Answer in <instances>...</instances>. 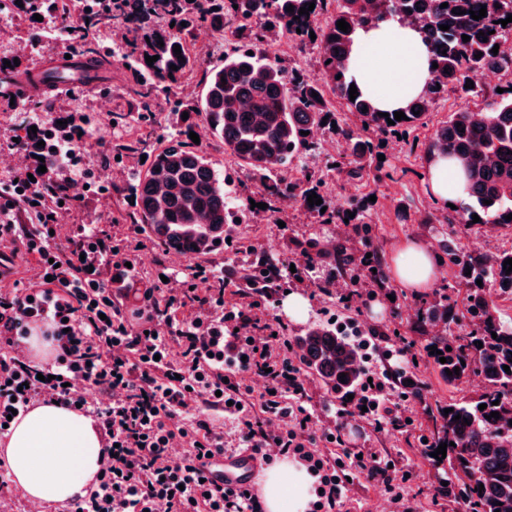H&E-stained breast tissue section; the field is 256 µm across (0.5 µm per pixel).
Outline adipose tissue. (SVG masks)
Masks as SVG:
<instances>
[{"mask_svg": "<svg viewBox=\"0 0 512 512\" xmlns=\"http://www.w3.org/2000/svg\"><path fill=\"white\" fill-rule=\"evenodd\" d=\"M348 75L362 94L382 111L405 108L420 96L429 79V62L420 33L389 21L359 30L347 62ZM433 196L460 204L468 195L456 163L441 158L429 165ZM394 283L411 293L430 288L439 265L424 244L405 243L391 258ZM105 442L91 418L50 403L37 404L17 419L4 442V461L14 485L41 503H61L85 495L103 466ZM263 512H308L313 479L291 458L266 469L260 479Z\"/></svg>", "mask_w": 512, "mask_h": 512, "instance_id": "ef3b65f1", "label": "adipose tissue"}]
</instances>
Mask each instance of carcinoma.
<instances>
[{
    "label": "carcinoma",
    "mask_w": 512,
    "mask_h": 512,
    "mask_svg": "<svg viewBox=\"0 0 512 512\" xmlns=\"http://www.w3.org/2000/svg\"><path fill=\"white\" fill-rule=\"evenodd\" d=\"M311 2L314 9L307 15L299 14L300 8L309 7ZM443 3L448 7H441ZM290 5L292 12L286 11ZM483 6L486 16L472 19L469 11L477 12ZM459 10L465 14H457ZM510 15L512 0H112V6L101 11L82 12L81 24L68 32V39L83 45L84 55L102 74L109 61L94 44V33L116 20L124 24L130 34L128 67L139 79L132 92L137 112L142 115L154 111L156 98L168 93L199 64L191 27L200 23L233 36L224 64L205 71L200 100L174 104L172 114L180 125L179 137L152 148L146 167L133 181L113 188L116 197L129 200V208L120 210L125 223L146 234L162 253L195 259L220 248L216 241L224 240V225L235 223L245 211L233 210L213 161L186 140L194 121H200L215 145L234 156L258 182L260 202L268 204L266 217H272L289 201L318 214L324 224H362L366 212L363 201L353 199L338 211L324 190L322 178L312 171L296 178L290 168L292 158L303 151L316 156L315 138L320 132L337 135L350 145L349 156L336 158L328 166L335 165L349 177L360 178L372 165V143L362 139L360 128L336 117L327 94L344 100L361 125L372 131L405 134L421 124L431 108L448 96V88L461 80L486 71L512 75V50L502 48L512 35V22L505 26L498 23ZM341 19L350 25L346 32L337 27ZM393 19L421 23L430 62L438 64L431 70L426 90L404 109L407 119L401 121L395 120L392 112L378 116L360 93L350 100L351 81L346 69L357 31ZM442 25L449 30H441ZM481 31L485 36H479ZM312 32L314 40L310 38ZM464 35L470 36V41H463ZM276 36L288 38L301 50H314L317 73L310 75L284 66L269 49ZM159 41L164 46L157 45ZM497 44L500 48L495 54L492 48ZM176 45L181 47L179 56L173 51ZM147 55L159 59L150 66ZM172 65L177 69H170ZM509 87L511 90L503 93L484 84L464 89L484 98V111L453 113L424 143L428 161L452 158L469 181V201L463 207L436 220L427 218L425 223L471 224L476 214L483 225H512V219H505L512 213V83ZM185 112L186 120L182 119ZM389 118L395 124H388ZM112 120L132 128L131 139L113 147L112 154L133 158L145 151L151 132L136 126L138 117L131 112H114ZM304 131L309 135H302ZM312 193L322 204L309 205L307 198ZM486 200L491 204H484ZM350 212L355 217L348 218ZM438 245L448 253L449 262L460 267V276L468 283L488 281L500 293L512 295V272L503 270L512 252L458 254L448 252V243L443 240ZM301 254L309 273L319 263L331 266L333 282L338 275L351 283L366 277L381 281V273L370 274L363 255L345 245L333 243L320 248L310 241ZM287 268L286 260L264 255L256 258L240 276L236 309L242 310L253 296H269L288 284L284 278ZM468 268L469 275L465 274ZM464 308L471 330L455 336L448 335V295L426 303L415 316L425 347L435 346L443 352L431 359L446 383L458 386L472 376L479 378L476 396L435 407L433 428L424 436V454L436 469L434 495L464 504L469 512H512V323L497 315L481 287L467 294ZM291 350L327 393L342 401L355 391L363 372L361 347L346 334L318 327L298 337ZM442 356L444 363L439 361ZM505 365L511 371L504 372ZM456 367L459 374L447 375L446 370ZM342 373L346 378H340ZM481 404L486 409H478ZM446 408L452 412L444 413ZM492 412L499 413L500 418L486 419ZM467 420L471 424H465ZM442 443L447 448L445 459L440 461L431 453Z\"/></svg>",
    "instance_id": "1"
}]
</instances>
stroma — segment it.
I'll return each instance as SVG.
<instances>
[{
	"label": "stroma",
	"mask_w": 512,
	"mask_h": 512,
	"mask_svg": "<svg viewBox=\"0 0 512 512\" xmlns=\"http://www.w3.org/2000/svg\"><path fill=\"white\" fill-rule=\"evenodd\" d=\"M10 18V32L0 36V58L18 59L19 71H31L43 58L58 53L77 54L81 51L78 44L64 43L55 38L52 31L55 21L51 15H44L37 21L32 16L14 12ZM125 34L124 27L120 25L98 33V48L111 61L110 79L102 81L95 89L74 87L67 92H58L55 111H45L41 104L32 101L13 104L9 99L0 97V159L14 156L13 140L21 136L31 121L41 120L43 127L48 129L55 126L58 112L74 114L85 129L83 139L74 144L73 150L80 158V169L88 173V190L77 197L65 216L66 223L107 229L116 237H129L138 242L131 279L163 280L165 293L177 297L184 288L199 285L195 272L201 267L210 273L221 272L224 278L235 281L255 255L264 252L272 258L302 263L300 245L309 240L321 244L333 241L360 251H375L384 268L388 267L393 251L404 243L418 240L433 248L437 245L438 236L443 234L464 251H512V226L490 228L457 223L445 228L423 221L424 216L441 214L445 208L444 203L435 199L429 190L423 143L438 126L448 121L453 112L464 109L477 111L484 107L480 97L455 88L428 113L423 124L410 130L407 137L385 139L373 135L372 140L382 159L373 163L363 178L353 179L343 172L327 171L326 151L335 141L334 136L328 133L319 137L321 152L318 157L306 156L292 161L291 166L297 171L306 166L326 170V190L337 207L347 206L354 198L369 199L368 235H359L346 224L317 223L314 216L291 204L282 209L275 222L270 220L257 224L247 216L240 223L225 225L227 241L223 251L199 260L161 258L158 248L145 235L135 233L132 225L114 221L117 206L108 178L113 167L117 166L112 161V146L125 138L128 130L113 125L112 115L133 108L127 90L134 83V74L121 56L120 42ZM193 34L196 40L209 42L210 48L195 71L174 86L170 95L159 98L154 113L146 122L154 138L162 140L174 134L170 115L174 101L200 98L204 88V70L220 64L224 58V39L218 33L199 26ZM200 147L209 151L222 174L230 177L228 192L233 206H243L254 197L255 182L231 157L213 151L208 135H201ZM117 167L121 168L122 181L127 184L141 170L142 163L135 158L123 161ZM439 262L438 279L425 293L415 295L406 292L389 280L374 298L362 302L347 299L348 289L340 282L329 289H319V282L328 276L327 269L319 266L313 273L315 286L302 291L309 304L304 319L289 317L286 311L288 296L281 290L265 299L255 311L261 322L281 323L291 339L320 325L341 326L352 339L362 343L369 366L380 371L405 370L417 376L424 386V400L391 397L390 404L395 416L401 418V425L386 422L375 428L356 418L348 427L350 453H373L382 464L392 465L395 472H408V480L399 488L402 503H394L391 492L382 483L368 479L363 471L353 468L349 471L351 480L345 491V512H402L406 504L414 506L416 512H468L465 506L448 503L434 495L435 471L422 454V438L432 426L431 418L423 410L424 404L444 403L475 393L470 384L453 387L442 381L427 355L423 339L410 330L418 309L439 293H449L450 303L455 309L463 307L467 287L454 278L447 256H440ZM302 383L303 392L298 395L296 403L311 414L314 431L322 434L320 448L329 449L330 444L324 436L333 431L340 404L329 397L310 374H303Z\"/></svg>",
	"instance_id": "1"
}]
</instances>
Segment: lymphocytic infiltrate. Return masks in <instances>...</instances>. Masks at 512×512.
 Here are the masks:
<instances>
[{
	"instance_id": "1",
	"label": "lymphocytic infiltrate",
	"mask_w": 512,
	"mask_h": 512,
	"mask_svg": "<svg viewBox=\"0 0 512 512\" xmlns=\"http://www.w3.org/2000/svg\"><path fill=\"white\" fill-rule=\"evenodd\" d=\"M79 138L73 123L45 137L43 164L20 168L13 182L0 186V246L11 257L34 258L38 268L32 281L0 295V435L10 411L21 414L37 402L94 415L115 450L72 512H262L257 493L209 476L225 454L212 415L224 412L238 419L241 445L260 463L277 454L306 466L320 488L312 512H341L345 464L316 449L304 409L284 406V395L300 390L299 370L282 359L289 341L275 325L252 340L225 333L218 314L224 297L212 293L200 301L215 317L159 336L158 287L130 297L126 266L112 260L118 250L134 254L130 241L84 224L68 241L56 235L61 207L50 191L53 173L69 162L63 147ZM37 332L55 344L52 363L19 353L21 342ZM171 343L180 347V360L170 358ZM247 373L262 376L261 395L243 385ZM363 376L358 404L378 427L391 416L384 399L396 378L369 369ZM82 382L102 404L88 403ZM287 416L292 426L278 427ZM175 442L182 459L172 467L166 458Z\"/></svg>"
}]
</instances>
